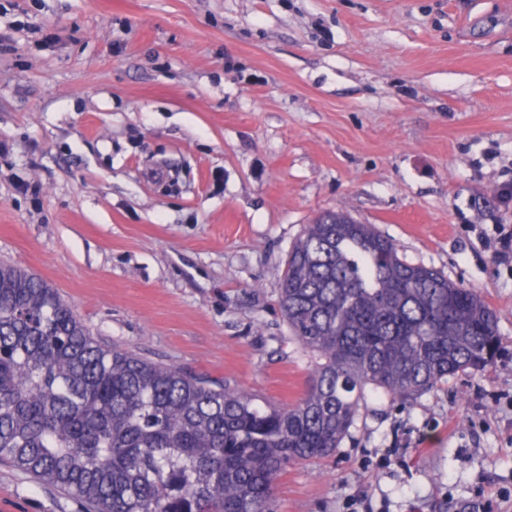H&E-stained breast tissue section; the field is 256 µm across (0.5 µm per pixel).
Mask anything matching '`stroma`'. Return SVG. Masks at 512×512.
Wrapping results in <instances>:
<instances>
[{
	"instance_id": "1",
	"label": "stroma",
	"mask_w": 512,
	"mask_h": 512,
	"mask_svg": "<svg viewBox=\"0 0 512 512\" xmlns=\"http://www.w3.org/2000/svg\"><path fill=\"white\" fill-rule=\"evenodd\" d=\"M512 0H0V263L91 336L275 406L288 253L341 210L496 310L492 363L366 390L277 512H512ZM0 464V512H79Z\"/></svg>"
}]
</instances>
